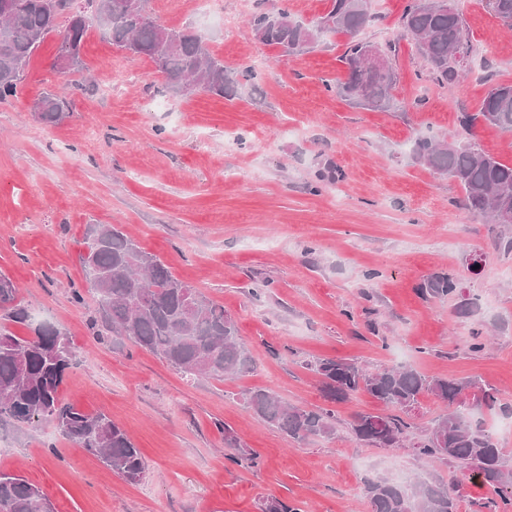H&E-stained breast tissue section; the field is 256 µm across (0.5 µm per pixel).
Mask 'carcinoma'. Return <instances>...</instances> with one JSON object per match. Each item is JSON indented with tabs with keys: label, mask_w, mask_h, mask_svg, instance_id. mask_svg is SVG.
I'll list each match as a JSON object with an SVG mask.
<instances>
[{
	"label": "carcinoma",
	"mask_w": 512,
	"mask_h": 512,
	"mask_svg": "<svg viewBox=\"0 0 512 512\" xmlns=\"http://www.w3.org/2000/svg\"><path fill=\"white\" fill-rule=\"evenodd\" d=\"M87 15L73 10V0H0V100L18 96L28 63L47 36L57 31L58 17L68 14L58 58L81 66V53L89 20L104 28L112 43L160 67L168 89L181 94L198 83L204 91L230 96L237 80L229 76L224 61L209 53L203 39L190 32L155 24L145 16L147 0H136L139 18L125 9L126 0H86ZM491 14L512 19V0H484ZM286 11L275 15L258 12L251 27L271 32L263 44L284 55L308 50L324 33H354L372 20L370 0H331V6L314 26L281 25ZM401 26L427 61L433 82L452 85L470 68L460 66L456 50L470 43L468 26L448 0H408ZM391 47L353 42L345 55L344 79L334 84L336 94L373 111L394 105L392 91L398 75L390 58ZM38 119L60 122L66 101L47 93L38 100ZM512 132V84H498L484 98L481 110L465 112L460 122L471 126L477 119ZM414 159L462 187L470 207L496 223L497 213L512 212V165L489 155L479 144H454L433 138L415 143ZM98 238L89 259L83 260L85 279L94 291L101 328L116 332L133 344L164 359L174 369L192 376H238L250 370L249 350L236 321L224 307L177 279L157 256L144 251L116 225L91 231ZM422 294L444 297L457 294V281L443 275L428 283ZM9 321L25 326L20 336L0 324V419L29 424L41 420L85 451L103 459L124 480L139 481L146 463L126 432L103 412L87 413L60 401L65 374L73 365L74 347L55 324L35 321L18 302L12 280L0 274V309ZM321 379L329 403L358 392L371 395L399 413H361L353 421L354 436L371 446L397 448L413 435L410 413L425 396L448 406L424 437L414 442L420 457L432 463H449L474 474L479 487L500 502L498 512H512V469L503 448L474 410L498 409L512 414V405L493 387L470 379L429 377L407 365L369 371L354 361L322 359L310 365ZM245 403L263 422L294 440L330 438L336 431L335 411L328 407L305 410L288 406L268 388L250 389ZM365 492L372 512H458L457 500L441 483L407 484L393 478L368 480ZM51 505L39 490L21 476L0 471V512H47Z\"/></svg>",
	"instance_id": "cac0c4a2"
}]
</instances>
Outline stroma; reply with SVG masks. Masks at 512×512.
I'll return each instance as SVG.
<instances>
[{"label":"stroma","mask_w":512,"mask_h":512,"mask_svg":"<svg viewBox=\"0 0 512 512\" xmlns=\"http://www.w3.org/2000/svg\"><path fill=\"white\" fill-rule=\"evenodd\" d=\"M406 0H371L359 39L395 44L398 109L349 104L350 37L339 33L288 57L258 42L255 12L288 9L309 24L330 0H148L157 24L202 35L227 70L250 69L230 97L173 96L149 59L98 27L82 70L55 67L59 34L33 54L19 97L0 101V272L28 311L61 328L75 361L60 398L108 413L140 449L130 483L46 422L0 421V471L37 486L55 512H261L278 498L302 512H371L366 480L440 481L458 512L491 501L463 470L427 465L412 441L375 448L350 425L383 406L367 393L334 406L333 438L303 442L260 422L243 394L274 390L289 405L324 406L310 366L348 359L375 370L409 365L468 378L512 403V224L469 209L451 178L415 162L422 136L472 140L512 164V133L479 111L492 83H512V30L484 0H452L470 30L463 84L440 86L402 35ZM58 92L70 115L47 125L30 110ZM117 224L175 277L223 305L253 366L224 380L186 378L126 337L102 332L82 257L88 228ZM462 297L423 298L437 274ZM82 292L74 300V292ZM472 304L460 316L461 299ZM484 350L472 351L473 332ZM233 431L236 447L224 442Z\"/></svg>","instance_id":"stroma-1"}]
</instances>
